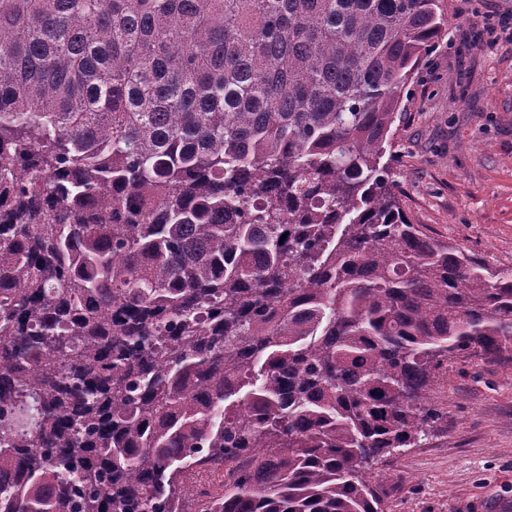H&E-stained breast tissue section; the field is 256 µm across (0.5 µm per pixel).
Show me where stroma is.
Here are the masks:
<instances>
[{"label":"stroma","mask_w":512,"mask_h":512,"mask_svg":"<svg viewBox=\"0 0 512 512\" xmlns=\"http://www.w3.org/2000/svg\"><path fill=\"white\" fill-rule=\"evenodd\" d=\"M439 5L446 35L404 87L379 166L412 223L512 267V42L454 46L512 0ZM430 398L446 418L389 457L400 480L386 512H512V352L453 357Z\"/></svg>","instance_id":"stroma-1"}]
</instances>
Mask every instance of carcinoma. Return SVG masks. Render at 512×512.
Here are the masks:
<instances>
[{
  "mask_svg": "<svg viewBox=\"0 0 512 512\" xmlns=\"http://www.w3.org/2000/svg\"><path fill=\"white\" fill-rule=\"evenodd\" d=\"M438 0H0V512H385L512 267L379 155ZM224 464L200 499L185 475Z\"/></svg>",
  "mask_w": 512,
  "mask_h": 512,
  "instance_id": "cac0c4a2",
  "label": "carcinoma"
}]
</instances>
